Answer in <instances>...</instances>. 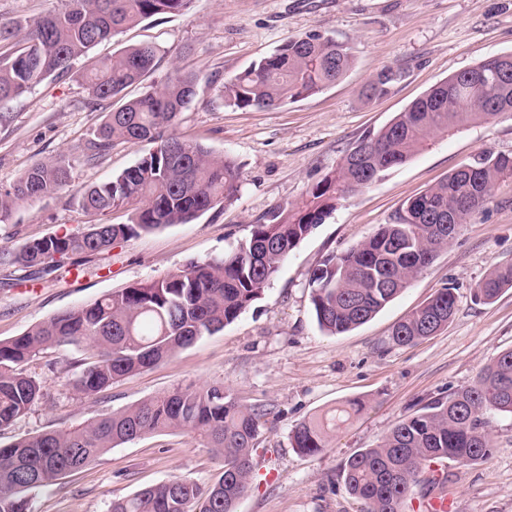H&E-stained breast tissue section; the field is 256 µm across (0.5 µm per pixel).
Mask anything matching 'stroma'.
<instances>
[{"label": "stroma", "instance_id": "stroma-1", "mask_svg": "<svg viewBox=\"0 0 512 512\" xmlns=\"http://www.w3.org/2000/svg\"><path fill=\"white\" fill-rule=\"evenodd\" d=\"M61 5V0H0V20L23 34ZM313 32L348 44L353 65L341 82L272 110L225 103V80L288 38ZM144 42L158 47L157 64L125 90V97L160 88L174 70L192 73L196 96L178 116L175 130L240 164L238 194L191 223L115 243L110 258L79 256L74 275L0 267V340L112 291L223 256L248 237L253 225L300 204L352 146L431 87L459 70L512 53V0H193L186 14L147 19L100 43L93 54L109 57ZM385 66L402 70L403 80L387 97L366 100L364 86ZM82 70V61H75L68 76L43 80L0 103L8 117L0 125V190L10 188L31 163L61 154L68 157L72 175L70 189L20 205L9 223L0 224V250L87 224L77 188L111 180L151 148L147 142L117 141L102 157L90 159L93 132L117 101L89 104ZM483 151L512 154V117L437 139L341 201L236 321L93 398L76 396L68 385L92 347L46 350L27 367L41 380L44 397L0 432V444L76 427L177 387L219 385L271 411L253 456L252 488L236 512H363V503L349 495L340 477L344 461L373 447L425 404L471 384L482 367L512 348V289L488 304L473 298L491 266L512 263V181L461 224L453 243L396 299L357 329L339 335L320 329L310 277L326 255L393 223L407 199ZM449 285L457 305L448 326L416 344H394L393 326ZM353 400L361 401L362 409L330 434L322 452L305 455L292 447L298 423ZM487 421L495 436L489 459L436 466L440 479L430 490L447 497L449 512H512V417L491 414ZM220 468V459L187 432L148 435L39 489L31 512H109L113 498L175 478L207 485Z\"/></svg>", "mask_w": 512, "mask_h": 512}]
</instances>
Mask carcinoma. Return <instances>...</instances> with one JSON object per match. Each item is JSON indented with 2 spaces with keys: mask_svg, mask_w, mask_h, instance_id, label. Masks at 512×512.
I'll use <instances>...</instances> for the list:
<instances>
[{
  "mask_svg": "<svg viewBox=\"0 0 512 512\" xmlns=\"http://www.w3.org/2000/svg\"><path fill=\"white\" fill-rule=\"evenodd\" d=\"M193 0H65L30 26L23 45L0 55V102L23 95L121 30L162 14L189 10ZM157 49L143 44L89 64L83 74L91 102L115 98L155 66ZM352 66L349 48L310 33L224 82V100L240 109H276L341 81ZM402 72L386 66L368 82V99L387 96ZM196 80L175 71L154 91L123 101L105 114L92 142L102 154L115 141H151L156 147L106 183L78 190L82 228L26 240L0 253V266L41 270L66 267L75 255L109 252L124 241L232 201L241 168L231 158L175 132V119L192 102ZM512 113V54L463 69L440 83L373 135L354 145L335 171L308 191L298 207L254 224L250 236L221 258L196 261L167 277L132 285L91 304L62 310L8 341H0V431L26 415L43 397L42 382L24 366L49 347L94 343L91 362L69 380L91 397L118 380L156 365L206 334L233 323L262 298L280 263L337 204L381 179L387 171L427 149L435 138ZM512 179V155L482 152L443 181L405 202L398 221L381 224L346 251L327 255L309 286L319 327L343 334L371 320L397 298L456 238L461 224L483 208L492 190ZM71 186L70 163L60 155L30 165L0 192V223L21 203L51 197ZM129 211L126 224L106 216ZM512 289V264L495 265L473 289L474 301L489 303ZM455 288L439 289L422 307L398 322L399 346L426 339L455 313ZM352 402L304 420L292 431L293 447L306 455L326 447L328 432L346 425ZM512 416V348L483 367L474 381L435 399L398 422L372 448L350 455L340 470L348 493L367 512H403L421 486L428 464L450 459L464 465L486 461L493 437L487 413ZM269 415L261 404L244 405L228 388L177 387L81 427L44 431L0 446V512H29V495L78 470L111 448L147 434L186 431L222 462L216 481L202 486L178 478L115 498L110 512H235L252 487V452Z\"/></svg>",
  "mask_w": 512,
  "mask_h": 512,
  "instance_id": "cac0c4a2",
  "label": "carcinoma"
}]
</instances>
